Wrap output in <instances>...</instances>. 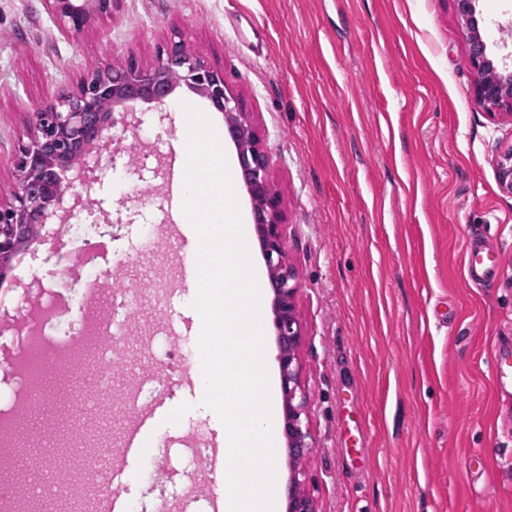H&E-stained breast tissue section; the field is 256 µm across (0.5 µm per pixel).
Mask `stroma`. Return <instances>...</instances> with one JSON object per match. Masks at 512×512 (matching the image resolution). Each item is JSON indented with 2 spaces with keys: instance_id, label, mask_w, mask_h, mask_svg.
Returning a JSON list of instances; mask_svg holds the SVG:
<instances>
[{
  "instance_id": "35a3bbf8",
  "label": "stroma",
  "mask_w": 512,
  "mask_h": 512,
  "mask_svg": "<svg viewBox=\"0 0 512 512\" xmlns=\"http://www.w3.org/2000/svg\"><path fill=\"white\" fill-rule=\"evenodd\" d=\"M491 55L512 70V0H479ZM224 76L254 112L286 212L288 259L300 289L299 350L314 447L300 478L316 512H512V195L496 166L512 125L483 114L452 0H119L112 16L75 34L44 0H0V203L14 187L32 107L90 70L135 57L155 63L173 31ZM158 114L126 105L111 151L96 160L91 224L76 237H35L0 280V404L18 399L3 381L27 310L49 296L58 335L85 313L86 271L72 255L93 249L104 290L140 291L125 307L112 374L116 391L161 378L174 423L132 465L133 506L177 499L185 482L209 483L181 438L223 443L224 429L200 388L179 373L178 352L198 354L179 240L192 230L172 194L171 157L186 150L182 103L224 116L186 88ZM496 251L493 277L471 283L466 244ZM166 276L169 297L145 291ZM89 431L95 411L74 393L30 412V431L56 403ZM183 481V482H184Z\"/></svg>"
}]
</instances>
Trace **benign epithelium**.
<instances>
[{"mask_svg":"<svg viewBox=\"0 0 512 512\" xmlns=\"http://www.w3.org/2000/svg\"><path fill=\"white\" fill-rule=\"evenodd\" d=\"M51 14L67 29L79 32L96 19L112 17L118 0H45ZM456 15L465 24L467 59L477 78L473 96L492 119L512 123V73L501 71L488 54L480 32L477 0H452ZM179 31L155 64H108L92 70L75 89L61 87L27 113L29 141L20 147L18 174L12 202L0 206V274L24 243L54 217L65 223L63 198L67 187L81 182L91 191L94 179L89 157L110 150L112 137L105 131L115 126L114 113L129 102L165 106L173 91L185 86L206 98L224 113V126L235 146L238 168L251 202L258 244L272 292V325L276 336L281 386L282 431L288 453L289 478L283 488L286 512H316L313 500L299 479V466L312 448L304 423L308 397L301 384L298 348L303 329L298 318L299 290L288 264L283 233L285 216L280 194L270 179V158L242 101L224 83V76L183 49ZM500 188L512 194V149L497 162Z\"/></svg>","mask_w":512,"mask_h":512,"instance_id":"benign-epithelium-1","label":"benign epithelium"}]
</instances>
